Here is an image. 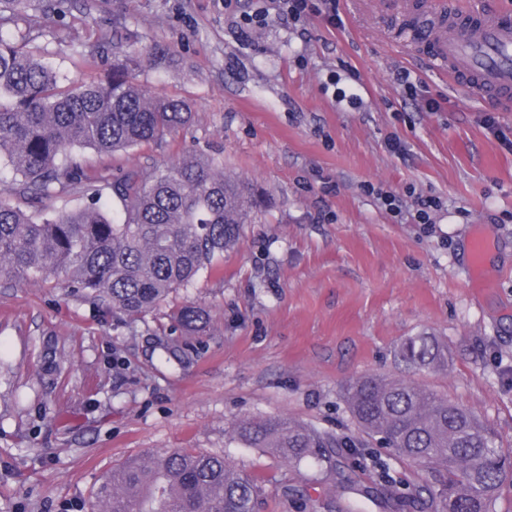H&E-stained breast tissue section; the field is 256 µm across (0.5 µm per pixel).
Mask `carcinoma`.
I'll use <instances>...</instances> for the list:
<instances>
[{"instance_id":"cac0c4a2","label":"carcinoma","mask_w":512,"mask_h":512,"mask_svg":"<svg viewBox=\"0 0 512 512\" xmlns=\"http://www.w3.org/2000/svg\"><path fill=\"white\" fill-rule=\"evenodd\" d=\"M74 0H0V168L19 194L43 200L74 191L61 211H25L0 198V281L54 278L114 314L160 304L213 268L239 239L254 199L248 186L212 159L188 154L151 176L86 177L81 152L131 150L158 142L189 122L177 99H154L136 81L135 60H112L91 82H74L8 29L36 13L67 14ZM115 196L123 213L103 200ZM406 369L444 360L430 336L399 348ZM350 413L363 433L428 475L421 492L434 512H496L512 457L470 410L418 385L365 376L347 387ZM236 434L299 464L317 448H339L285 418L240 423ZM250 476L222 455L171 451L127 461L98 488L105 512H256Z\"/></svg>"}]
</instances>
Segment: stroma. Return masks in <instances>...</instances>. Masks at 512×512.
<instances>
[{
  "mask_svg": "<svg viewBox=\"0 0 512 512\" xmlns=\"http://www.w3.org/2000/svg\"><path fill=\"white\" fill-rule=\"evenodd\" d=\"M399 2L336 0L335 21L273 17L246 34L239 16L258 0H81L64 20L20 23L71 79L98 75L107 36L150 96L191 107L163 142L84 151L88 178L191 151L262 202L216 268L137 315L53 279L0 284V512H86L113 468L175 449L224 455L261 487L256 512H387L383 475L410 500L427 476L353 422L346 387L364 375L448 398L512 449V112L434 71ZM384 192L441 205L419 224ZM475 225L492 244L484 288L463 270ZM189 303L193 332L176 322ZM420 335L447 347V366L401 369L395 350ZM268 417L344 446L294 466L236 438Z\"/></svg>",
  "mask_w": 512,
  "mask_h": 512,
  "instance_id": "1",
  "label": "stroma"
}]
</instances>
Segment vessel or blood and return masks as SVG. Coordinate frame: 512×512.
I'll list each match as a JSON object with an SVG mask.
<instances>
[{"instance_id":"vessel-or-blood-1","label":"vessel or blood","mask_w":512,"mask_h":512,"mask_svg":"<svg viewBox=\"0 0 512 512\" xmlns=\"http://www.w3.org/2000/svg\"><path fill=\"white\" fill-rule=\"evenodd\" d=\"M428 58L463 92L493 97L512 109V16L481 15L466 21L456 14L434 17Z\"/></svg>"}]
</instances>
